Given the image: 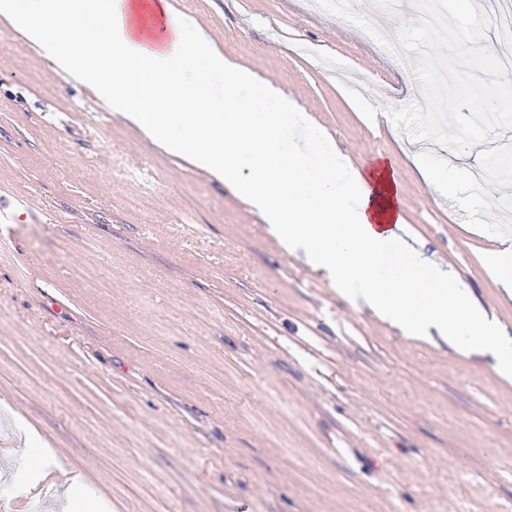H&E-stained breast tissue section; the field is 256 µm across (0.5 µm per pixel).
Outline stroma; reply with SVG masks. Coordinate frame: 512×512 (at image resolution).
Returning a JSON list of instances; mask_svg holds the SVG:
<instances>
[{"label":"stroma","instance_id":"obj_1","mask_svg":"<svg viewBox=\"0 0 512 512\" xmlns=\"http://www.w3.org/2000/svg\"><path fill=\"white\" fill-rule=\"evenodd\" d=\"M279 85L289 131L388 157L405 234L512 335V136L449 152L386 112L410 67L314 0H170ZM354 88L381 113L368 122ZM455 163L460 187L426 180ZM0 512H501L512 379L353 308L222 182L62 83L0 16ZM485 261L497 275L504 290L510 293L512 288V238L499 239L496 249L486 255Z\"/></svg>","mask_w":512,"mask_h":512}]
</instances>
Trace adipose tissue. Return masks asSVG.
Masks as SVG:
<instances>
[{
    "instance_id": "obj_1",
    "label": "adipose tissue",
    "mask_w": 512,
    "mask_h": 512,
    "mask_svg": "<svg viewBox=\"0 0 512 512\" xmlns=\"http://www.w3.org/2000/svg\"><path fill=\"white\" fill-rule=\"evenodd\" d=\"M0 15L103 106L221 178L353 307L411 336L451 338L464 354L492 350L499 373L512 375V337L499 335L463 283L398 239L404 217L390 162L329 166L323 158L336 148L327 140L300 151L283 127L293 102L225 58L195 17L168 0H0Z\"/></svg>"
}]
</instances>
